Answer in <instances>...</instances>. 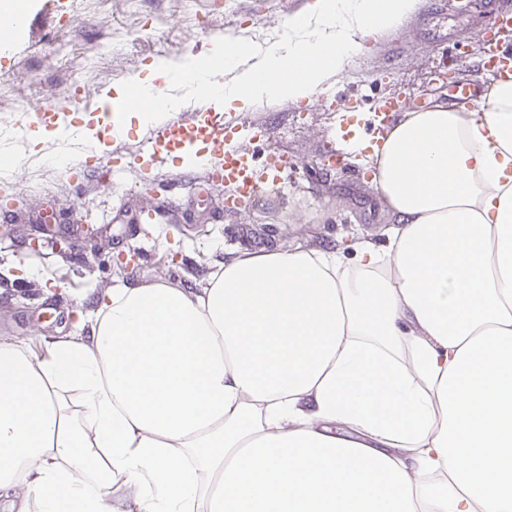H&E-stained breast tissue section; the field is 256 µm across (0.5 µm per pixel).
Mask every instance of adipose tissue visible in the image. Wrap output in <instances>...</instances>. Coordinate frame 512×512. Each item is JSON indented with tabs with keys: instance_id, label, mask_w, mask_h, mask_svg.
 Returning <instances> with one entry per match:
<instances>
[{
	"instance_id": "1",
	"label": "adipose tissue",
	"mask_w": 512,
	"mask_h": 512,
	"mask_svg": "<svg viewBox=\"0 0 512 512\" xmlns=\"http://www.w3.org/2000/svg\"><path fill=\"white\" fill-rule=\"evenodd\" d=\"M420 0H315L286 50L209 56L215 108L313 102ZM96 150L159 118L130 103ZM386 242L241 249L201 290L122 285L84 336L0 342L8 512H512V75L365 154Z\"/></svg>"
}]
</instances>
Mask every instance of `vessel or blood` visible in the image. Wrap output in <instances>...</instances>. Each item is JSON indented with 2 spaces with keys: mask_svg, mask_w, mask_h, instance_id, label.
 <instances>
[{
  "mask_svg": "<svg viewBox=\"0 0 512 512\" xmlns=\"http://www.w3.org/2000/svg\"><path fill=\"white\" fill-rule=\"evenodd\" d=\"M478 64L499 74L512 73V49L500 42L480 41L475 49ZM134 102L144 104L153 111L164 113V120L154 128L152 137L142 144L145 154H154L159 146L182 147L204 142L214 150L209 170L205 177L209 181L228 183L235 193L225 200V208L238 210L251 203L265 189L274 187L288 174V165L275 157L266 164H258L249 152L238 149L233 137L238 132L233 121L205 117L187 121L179 115H167V99L160 95L134 94Z\"/></svg>",
  "mask_w": 512,
  "mask_h": 512,
  "instance_id": "1",
  "label": "vessel or blood"
}]
</instances>
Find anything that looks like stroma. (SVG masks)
<instances>
[{"label":"stroma","mask_w":512,"mask_h":512,"mask_svg":"<svg viewBox=\"0 0 512 512\" xmlns=\"http://www.w3.org/2000/svg\"><path fill=\"white\" fill-rule=\"evenodd\" d=\"M313 0H23L17 28L0 41V152L16 159L0 173V341L39 350L46 338L74 330L99 295L121 284L164 282L201 288L225 251L274 244L303 249L346 244L352 231L378 239L389 222L348 146L353 168L320 162L336 131H357L370 106L395 96L409 106L452 98L441 80L445 64L472 66L462 46L486 36L489 21L457 0L419 9L348 70L330 79L313 103L264 100L235 113L244 129L238 146L258 162L282 156L292 168L276 191L235 213L224 210L228 187L169 190L168 159L140 147L149 127L111 140L101 163L115 166L95 179L79 158L78 129L94 120L118 86H134L154 60L180 61L195 50L251 31L283 30ZM84 100L66 130L30 151L26 127L11 119L17 100L30 113L72 97ZM44 242L30 248L33 239Z\"/></svg>","instance_id":"obj_1"}]
</instances>
